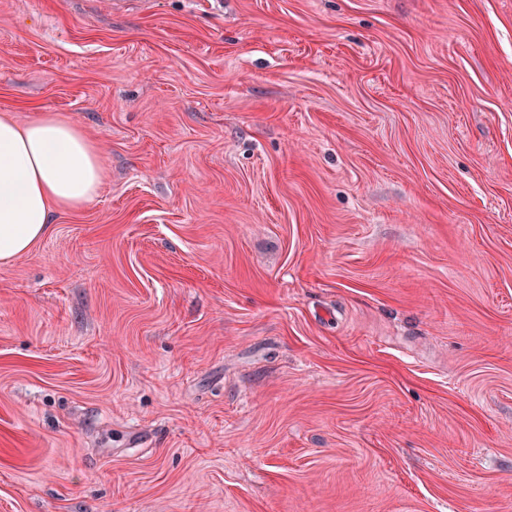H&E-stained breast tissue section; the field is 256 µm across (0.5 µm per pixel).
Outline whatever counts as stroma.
<instances>
[{"label":"stroma","mask_w":512,"mask_h":512,"mask_svg":"<svg viewBox=\"0 0 512 512\" xmlns=\"http://www.w3.org/2000/svg\"><path fill=\"white\" fill-rule=\"evenodd\" d=\"M0 0V113L100 147L0 265V512H512V0Z\"/></svg>","instance_id":"35a3bbf8"}]
</instances>
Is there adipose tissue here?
Wrapping results in <instances>:
<instances>
[{"mask_svg":"<svg viewBox=\"0 0 512 512\" xmlns=\"http://www.w3.org/2000/svg\"><path fill=\"white\" fill-rule=\"evenodd\" d=\"M102 178L98 147L66 117L0 114V264L43 238L53 213L91 202Z\"/></svg>","mask_w":512,"mask_h":512,"instance_id":"obj_1","label":"adipose tissue"}]
</instances>
